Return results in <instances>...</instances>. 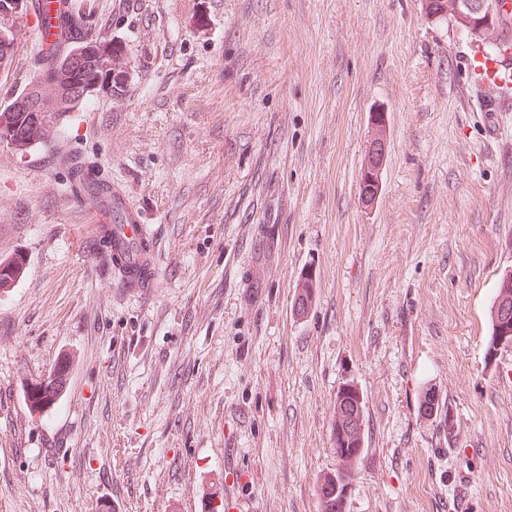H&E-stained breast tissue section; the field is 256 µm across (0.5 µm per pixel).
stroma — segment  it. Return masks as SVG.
Masks as SVG:
<instances>
[{
	"label": "stroma",
	"mask_w": 512,
	"mask_h": 512,
	"mask_svg": "<svg viewBox=\"0 0 512 512\" xmlns=\"http://www.w3.org/2000/svg\"><path fill=\"white\" fill-rule=\"evenodd\" d=\"M77 2L112 43L111 90L27 150L0 142V262L25 258L0 289V512H201L216 474L241 512H321L347 382L365 398L347 512H512V345L488 349L512 272V54L485 86L420 0ZM34 4L0 14V109L37 72ZM61 151L141 213L153 287L121 285ZM370 127L371 134L358 178L359 199L366 210H373L381 196L382 173L389 144L386 112H371ZM66 368L65 366H61L57 369V371L53 374L52 378L49 380H43L40 381V389L37 390L38 384H35L34 391L32 392L30 390V393L28 394V398L30 402L34 403H42L44 402V406L48 404L56 394L58 393L59 389L62 387L63 383L65 382V374ZM46 383V387H51L52 392L50 394H43L41 386ZM52 397L51 399H48Z\"/></svg>",
	"instance_id": "1"
}]
</instances>
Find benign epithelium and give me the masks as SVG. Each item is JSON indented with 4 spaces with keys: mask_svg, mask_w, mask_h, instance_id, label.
<instances>
[{
    "mask_svg": "<svg viewBox=\"0 0 512 512\" xmlns=\"http://www.w3.org/2000/svg\"><path fill=\"white\" fill-rule=\"evenodd\" d=\"M425 16L432 20L451 18L456 26L480 47L498 44L497 36L505 18L512 13V0H421ZM35 88L29 89L14 100L12 108H27L31 105L47 104L53 96L40 93L39 80ZM371 134L366 146L364 161L358 178L359 199L366 210L376 207L382 191V173L388 154V119L383 111L370 114ZM313 273L302 276L294 300L297 314L309 306L314 293ZM363 395L353 383H346L338 389V412L333 429L336 444L349 449L353 459L359 458L365 448L363 438L364 408Z\"/></svg>",
    "mask_w": 512,
    "mask_h": 512,
    "instance_id": "7a95c632",
    "label": "benign epithelium"
}]
</instances>
